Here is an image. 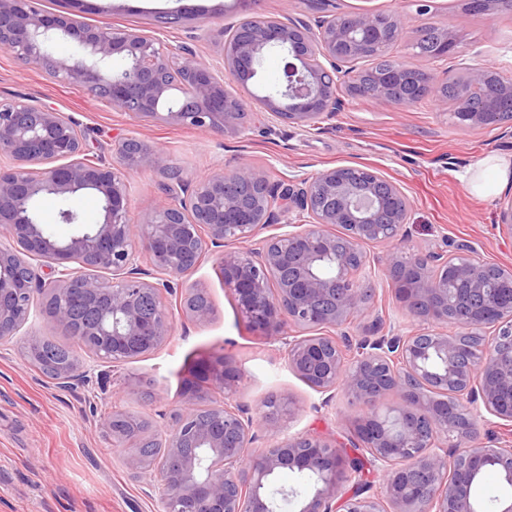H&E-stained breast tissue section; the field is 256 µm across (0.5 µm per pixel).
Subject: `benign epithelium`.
<instances>
[{
	"label": "benign epithelium",
	"instance_id": "obj_1",
	"mask_svg": "<svg viewBox=\"0 0 512 512\" xmlns=\"http://www.w3.org/2000/svg\"><path fill=\"white\" fill-rule=\"evenodd\" d=\"M467 4L492 17L504 0ZM428 32L436 36L430 59L455 51L458 37L450 27L430 23L412 38L395 13L332 15L315 29L253 14L223 40V69L246 88L263 53L280 50L282 90L257 100L291 124H310L336 111L340 73L353 96L380 105L397 102V91L403 93L401 105L429 96L445 104L443 88L454 82L462 89L452 112L458 124L495 126L492 109L501 102L512 108V76L495 67L463 65L439 75L393 57L372 75L340 71L341 62L402 41L417 45ZM61 38L74 44V54L59 57L47 50V41ZM0 47L27 67L105 95L113 109L135 119L224 135L245 126L243 100L225 90L208 62L188 46L171 53L136 29L91 27L70 13L46 14L38 0H0ZM116 57L123 61L119 69L113 67ZM116 154L115 163L86 158L84 132L62 112L0 104V157L11 161L0 169V234L16 243L0 248V342L19 335L39 295L49 317L82 350L114 363L146 354L171 332L163 293H171L175 281L217 248L224 285L251 328L283 345L289 368L315 391L339 388L370 409L345 424L384 471L381 493L342 494L356 473L350 458L321 438L282 436L283 414H295L298 406L278 396L264 402L263 427L271 443L251 451L252 418L225 400L198 406L203 388L193 372L185 380L188 403L154 440L159 454L147 458L136 447L126 458L134 473H162L163 512H273L268 488L284 469L313 476V489L297 512H482L475 506L476 484L487 467L512 484V445L476 442V426L487 416L512 423V269L499 267L491 276L492 265L469 253L423 256L394 247L382 262L407 313L426 327L363 342L349 359L345 337L325 330L347 328L372 312L350 264L356 260L362 269L370 263L365 245L398 240L410 211L399 185L365 166L325 169L288 186L280 197L282 211L309 215L306 227L246 248L275 220L264 170L243 165L193 184L137 138L124 140ZM150 169L168 171L167 198L145 222L131 224L129 176ZM87 191L98 196L102 221L63 241L46 235L31 216L36 198L66 199ZM230 243L240 247L229 250ZM141 248L150 256V271L139 262ZM99 270L112 272V279L96 275ZM450 275L456 283L451 290ZM180 307L199 324L213 316L197 289L180 299ZM450 320L478 333L492 328L494 334L467 358L464 346L436 330ZM292 326L315 334L293 335L287 332ZM54 369L63 384L85 377L74 353ZM203 378L227 395L241 372L221 358L205 363ZM145 424L125 412L105 420L121 441L137 436Z\"/></svg>",
	"mask_w": 512,
	"mask_h": 512
}]
</instances>
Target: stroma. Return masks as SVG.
<instances>
[{
	"label": "stroma",
	"mask_w": 512,
	"mask_h": 512,
	"mask_svg": "<svg viewBox=\"0 0 512 512\" xmlns=\"http://www.w3.org/2000/svg\"><path fill=\"white\" fill-rule=\"evenodd\" d=\"M182 6L195 8L196 16L174 26L161 24L165 13ZM40 7L48 14L76 13L93 26L142 29L169 51L193 48L218 70L223 67L221 31L253 13L311 28L330 14L397 13L413 32L428 19L452 26L459 44L448 59L432 63L403 44L391 48V55L437 73L461 63L512 73V17L467 15L460 0H433L427 18L417 15L410 0H40ZM342 101L339 110L315 125L301 126L272 117L249 97L244 130L225 136L186 124L135 119L80 85L48 79L18 64L0 49V103L26 102L63 112L86 131L90 156L113 161L118 144L136 137L159 150L167 168L189 180L249 164L264 169L278 186L335 166H367L398 183L410 201L399 246L414 253L452 254L468 245L478 258L512 267V236L500 225L501 209L512 202V182L482 197L465 180L483 157L512 155V127L460 129L450 107L432 98L405 106H381L347 94ZM166 170L131 175L130 223L144 222L164 200ZM387 249L384 243L366 248L376 314L354 324L350 335L368 336L379 329L404 335L420 327L395 299L381 263ZM181 288L204 291L214 308L209 322H193L180 311L176 297L165 296L174 311L169 338L149 353L118 363L81 354L89 377L85 383L58 387L27 360L29 340L74 343L47 316L42 301H35L19 336L0 344V512H161L159 474L131 472L126 466L131 444L114 439L104 419L127 412L148 418L153 431L165 430L186 401L185 378L204 358H227L242 372L228 401L252 416V449L270 443L262 404L272 395L292 398L299 406L284 435L308 434L349 445L352 435L343 419L365 415L366 407L340 393L325 400L294 374L282 349L249 329L214 257L183 276Z\"/></svg>",
	"instance_id": "35a3bbf8"
}]
</instances>
